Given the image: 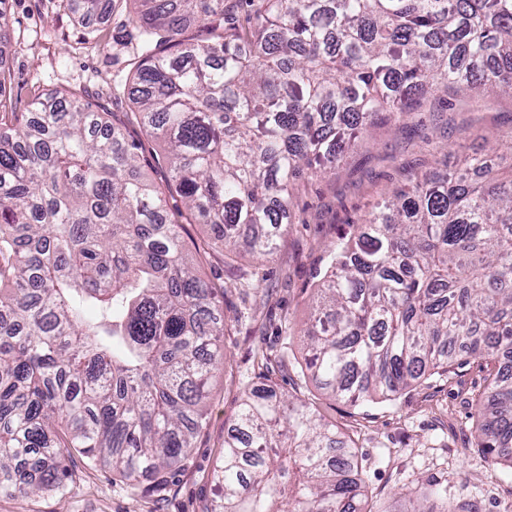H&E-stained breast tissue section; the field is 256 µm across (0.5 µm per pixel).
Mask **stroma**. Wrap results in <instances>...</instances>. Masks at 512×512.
<instances>
[{
	"label": "stroma",
	"mask_w": 512,
	"mask_h": 512,
	"mask_svg": "<svg viewBox=\"0 0 512 512\" xmlns=\"http://www.w3.org/2000/svg\"><path fill=\"white\" fill-rule=\"evenodd\" d=\"M136 16L131 0L119 14L84 19L71 14L65 0H9L10 99L17 111H28L32 100L52 91L77 94L93 109L119 118L132 111L129 98H113L112 80L129 71V56L117 44L133 32ZM448 101L449 109L441 112L425 101L401 131L375 125L366 147L336 176L300 181V222L272 260L256 259L244 244L237 259H225L223 245L206 225H185L183 235L196 250L201 274L237 287L221 303L225 314L241 312L245 318L224 340V368L213 382L196 448L166 489H155L149 478L129 488L111 470L90 466L76 453L65 493L0 496V512H217L220 490L213 469L241 393L261 383L254 354L261 346L280 345L284 320L307 319L328 246L361 223L371 200L426 169L439 148L454 158L484 154L512 139V95L486 94L477 111L463 95L449 94ZM303 353L301 342H294L291 362L276 368L271 380L280 391L309 400L354 442L368 512H408V492L420 496L432 484L446 491L452 510L505 512L512 502V468L488 463L474 442L475 403L487 375L480 361L461 359L447 378L421 379L396 402L352 407L299 375L294 361Z\"/></svg>",
	"instance_id": "1"
}]
</instances>
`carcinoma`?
<instances>
[{
  "instance_id": "obj_1",
  "label": "carcinoma",
  "mask_w": 512,
  "mask_h": 512,
  "mask_svg": "<svg viewBox=\"0 0 512 512\" xmlns=\"http://www.w3.org/2000/svg\"><path fill=\"white\" fill-rule=\"evenodd\" d=\"M104 120L74 95L29 112L0 67V496L62 491L76 451L134 488L186 464L224 363L235 289L187 260L178 195L225 255L273 258L297 174H336L418 91L512 94V0H138ZM102 0H68L79 16ZM196 21L205 40L185 36ZM168 148L139 172L127 124ZM506 152L412 176L338 238L298 335L301 373L354 406L401 397L465 355L489 368L475 445L512 464V179ZM219 512H362L354 448L310 405L243 392L214 469Z\"/></svg>"
}]
</instances>
